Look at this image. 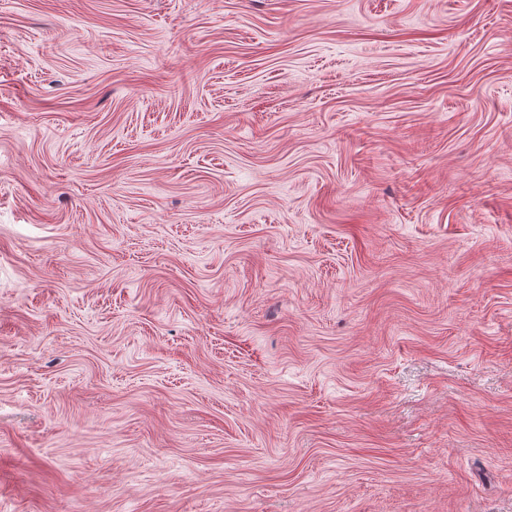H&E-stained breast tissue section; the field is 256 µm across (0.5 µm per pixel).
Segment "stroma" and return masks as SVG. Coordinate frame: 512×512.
<instances>
[{"label":"stroma","mask_w":512,"mask_h":512,"mask_svg":"<svg viewBox=\"0 0 512 512\" xmlns=\"http://www.w3.org/2000/svg\"><path fill=\"white\" fill-rule=\"evenodd\" d=\"M0 512H512V0H0Z\"/></svg>","instance_id":"obj_1"}]
</instances>
